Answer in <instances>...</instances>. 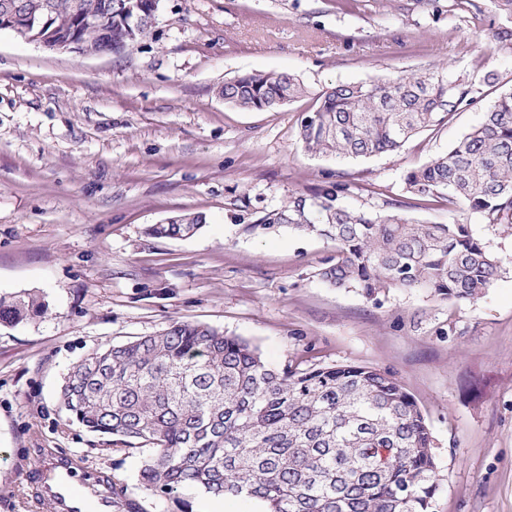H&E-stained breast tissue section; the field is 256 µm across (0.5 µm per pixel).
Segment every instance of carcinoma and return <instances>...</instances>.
Segmentation results:
<instances>
[{"instance_id":"1","label":"carcinoma","mask_w":512,"mask_h":512,"mask_svg":"<svg viewBox=\"0 0 512 512\" xmlns=\"http://www.w3.org/2000/svg\"><path fill=\"white\" fill-rule=\"evenodd\" d=\"M156 0H0V30L28 17L82 51L127 53L151 34ZM503 24L492 38L512 52V0H491ZM287 73L255 72L227 81L224 103L274 110L305 94ZM464 74L426 68L388 79L339 84L302 115L300 140L338 158L395 152L435 131L475 102ZM417 201L468 211L504 231L512 228V92L448 152L405 174ZM336 181L288 197L253 229L286 224L325 239L332 254L320 279L359 288L379 300L393 289L422 288L474 304L501 271V260L458 219L428 224L403 217L399 201L378 207L345 203ZM200 215L156 224L157 237L183 238ZM35 292L0 297V325L44 311ZM65 410L86 430L151 449L141 487L172 497L193 487L215 497L254 498L265 512H430L439 488L434 440L412 395L392 375L354 364L270 366L259 348L201 323H175L97 350L60 390Z\"/></svg>"}]
</instances>
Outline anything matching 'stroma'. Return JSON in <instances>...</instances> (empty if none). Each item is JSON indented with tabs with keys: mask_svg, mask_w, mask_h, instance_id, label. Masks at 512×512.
<instances>
[{
	"mask_svg": "<svg viewBox=\"0 0 512 512\" xmlns=\"http://www.w3.org/2000/svg\"><path fill=\"white\" fill-rule=\"evenodd\" d=\"M419 0H162L132 52L49 51L0 31V296L39 292L45 311L0 325V512H30V472L66 457L77 485L111 477L135 512H257L249 498L140 489L149 448L88 432L59 403L92 352L175 322L210 325L282 367L302 357L392 374L435 440L431 512H512V234L461 213L503 268L473 305L417 289L375 302L317 275L332 246L251 225L289 194L340 180L352 205L415 204L407 171L445 152L512 91V54L490 41L498 16ZM482 83L480 104L399 151L339 159L304 149L299 128L326 88L432 66ZM497 81L482 82L487 71ZM255 71L299 78L307 96L275 111L226 105L224 82ZM202 215L192 237L151 225Z\"/></svg>",
	"mask_w": 512,
	"mask_h": 512,
	"instance_id": "obj_1",
	"label": "stroma"
}]
</instances>
